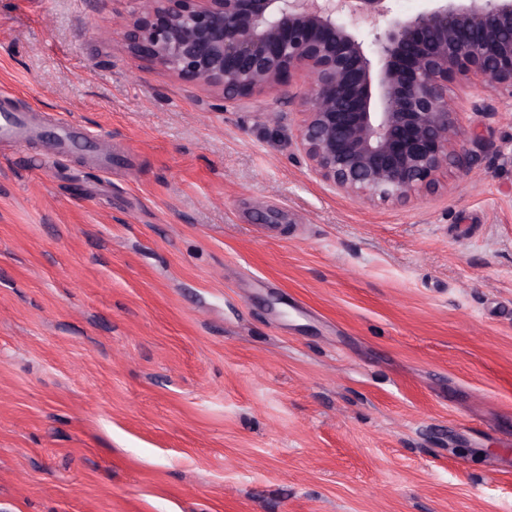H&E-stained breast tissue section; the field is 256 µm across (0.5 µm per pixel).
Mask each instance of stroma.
<instances>
[{"instance_id":"obj_1","label":"stroma","mask_w":512,"mask_h":512,"mask_svg":"<svg viewBox=\"0 0 512 512\" xmlns=\"http://www.w3.org/2000/svg\"><path fill=\"white\" fill-rule=\"evenodd\" d=\"M133 0H0V512H512V108L406 205L313 175L294 102L126 47ZM274 225L260 234L256 225ZM29 118L25 112L0 109V141H9L16 146L26 147L32 140ZM51 137L58 149L64 153L89 151L96 138L93 132L70 120H62L54 124Z\"/></svg>"}]
</instances>
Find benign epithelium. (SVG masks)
Returning <instances> with one entry per match:
<instances>
[{
  "label": "benign epithelium",
  "instance_id": "obj_1",
  "mask_svg": "<svg viewBox=\"0 0 512 512\" xmlns=\"http://www.w3.org/2000/svg\"><path fill=\"white\" fill-rule=\"evenodd\" d=\"M129 51L225 101L304 74L297 145L309 170L367 204H407L465 171L452 84L512 104V0H136Z\"/></svg>",
  "mask_w": 512,
  "mask_h": 512
}]
</instances>
